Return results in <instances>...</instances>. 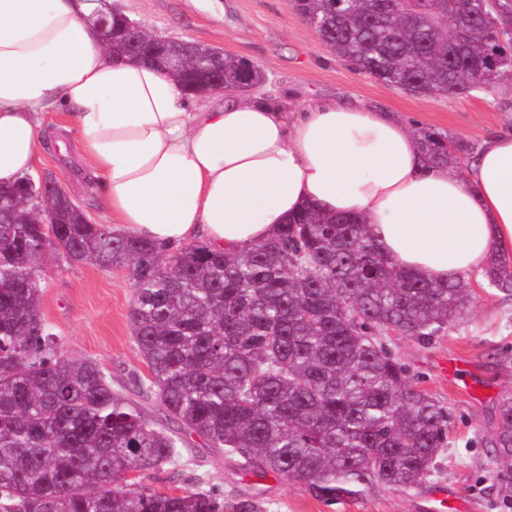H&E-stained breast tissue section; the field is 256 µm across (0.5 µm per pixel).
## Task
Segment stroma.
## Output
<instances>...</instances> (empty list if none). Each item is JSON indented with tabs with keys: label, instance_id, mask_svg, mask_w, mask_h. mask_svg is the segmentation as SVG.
Instances as JSON below:
<instances>
[{
	"label": "stroma",
	"instance_id": "obj_1",
	"mask_svg": "<svg viewBox=\"0 0 512 512\" xmlns=\"http://www.w3.org/2000/svg\"><path fill=\"white\" fill-rule=\"evenodd\" d=\"M142 27L160 35L190 39L244 57L260 67L265 79L256 92L297 105L310 100L364 104L398 113L410 128H425L482 144L492 132L512 128V112L501 111L503 89L468 96L411 94L355 72L322 43L298 13L293 0H112ZM46 140L33 175H52L95 223L110 224L99 188L75 180L59 162L58 145H67L80 163L78 136L64 129L61 112L39 114ZM473 304L445 335L423 346L402 336L387 337L388 348L418 376L421 388L449 407L453 425L448 446L437 459L430 481L405 494L382 489L328 506L303 486L242 469L195 437L191 449L198 472L224 493L225 504L252 501L260 512H429L440 490L456 493L468 512H512L503 481L490 462L484 439L496 425L501 394L512 390V296L483 287L470 278ZM41 314L64 341L66 355L96 362L111 376L113 388L132 389L147 377L132 334L133 289L128 271L90 263L50 259L40 282ZM456 358L471 367V391H463L441 369Z\"/></svg>",
	"mask_w": 512,
	"mask_h": 512
}]
</instances>
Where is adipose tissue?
Returning a JSON list of instances; mask_svg holds the SVG:
<instances>
[{"instance_id": "1", "label": "adipose tissue", "mask_w": 512, "mask_h": 512, "mask_svg": "<svg viewBox=\"0 0 512 512\" xmlns=\"http://www.w3.org/2000/svg\"><path fill=\"white\" fill-rule=\"evenodd\" d=\"M90 0H0V183L30 173L37 115L57 105L80 136L112 222L159 247L228 252L270 239L312 206L363 219L403 269L430 280L512 259V132L464 172L425 165L390 112L259 95H187L157 66L114 58Z\"/></svg>"}]
</instances>
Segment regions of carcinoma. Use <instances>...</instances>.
<instances>
[{
  "label": "carcinoma",
  "mask_w": 512,
  "mask_h": 512,
  "mask_svg": "<svg viewBox=\"0 0 512 512\" xmlns=\"http://www.w3.org/2000/svg\"><path fill=\"white\" fill-rule=\"evenodd\" d=\"M112 53L130 51L111 0ZM337 58L395 88L467 95L512 82V0H294ZM251 68L224 57V84ZM428 163L456 166L473 147L417 129ZM29 174L0 186V509L3 512H224V493L200 475L174 491L130 481L185 464L196 434L263 476L302 484L328 506L377 489L422 488L448 444L446 406L417 386L386 348L397 334L421 343L470 309V279L432 282L400 268L356 217L310 208L276 236L228 254L200 242L161 249L103 224L64 198L36 199ZM57 215L59 223H37ZM128 270L130 320L149 373L138 396L93 361L67 357L40 311L50 256ZM487 286L512 295V264L496 259ZM492 462L512 471V392L486 439Z\"/></svg>",
  "instance_id": "cac0c4a2"
}]
</instances>
